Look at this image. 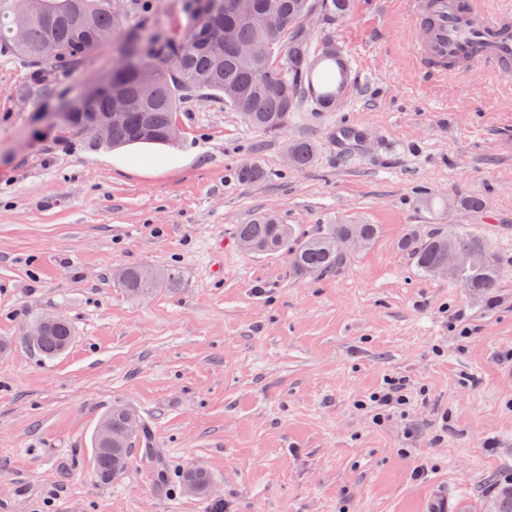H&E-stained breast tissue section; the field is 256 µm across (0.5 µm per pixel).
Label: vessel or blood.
I'll return each instance as SVG.
<instances>
[{
    "label": "vessel or blood",
    "mask_w": 512,
    "mask_h": 512,
    "mask_svg": "<svg viewBox=\"0 0 512 512\" xmlns=\"http://www.w3.org/2000/svg\"><path fill=\"white\" fill-rule=\"evenodd\" d=\"M416 28L427 35L414 50L428 72L462 74L470 67L512 73V6L480 10L476 0H407Z\"/></svg>",
    "instance_id": "obj_1"
}]
</instances>
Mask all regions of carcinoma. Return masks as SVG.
Listing matches in <instances>:
<instances>
[{"instance_id":"cac0c4a2","label":"carcinoma","mask_w":512,"mask_h":512,"mask_svg":"<svg viewBox=\"0 0 512 512\" xmlns=\"http://www.w3.org/2000/svg\"><path fill=\"white\" fill-rule=\"evenodd\" d=\"M233 0H176L177 11L189 21L186 29H174L155 18L164 0H28L27 22L22 41L14 35V0H0V51L23 57L36 77L61 78L76 72L94 52L109 42L120 44L112 66V85L135 96L141 79H152V104L131 108L123 123L108 128L111 148L134 145H166L179 139L174 134L176 112L195 95L224 101L243 123L261 133L283 129L289 113L297 110L307 86L319 89L317 107H332L345 80L343 57L329 37L317 44L305 37L302 18L316 12L331 22L348 18L352 0H254L255 17L236 12ZM112 111V98L105 92L84 100H72L64 108L69 130L89 114ZM294 167L308 165L314 145L293 143ZM245 184L264 182L266 170L257 164L238 171ZM378 234L375 224H354L338 219L321 224L313 234L302 235L291 224L272 214L256 216L240 224L236 239H247L251 252L281 253L293 273L303 276L336 268L347 253L346 238L360 246ZM401 249L427 275L448 263V254H472L476 263L459 272L457 283L488 294L498 286L499 269L482 237L458 229L453 238L445 231L422 234L410 230ZM173 279V272L133 267L121 283L134 298L151 295ZM44 335L33 344L42 356L55 358L74 342L69 322L49 318ZM103 419L109 421L112 442L94 438V465L103 484L118 479L134 450L155 467L159 457L151 448L147 423L124 404H114ZM211 477L201 468L189 467L182 477L185 493L206 497Z\"/></svg>"}]
</instances>
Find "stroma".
Listing matches in <instances>:
<instances>
[{
  "mask_svg": "<svg viewBox=\"0 0 512 512\" xmlns=\"http://www.w3.org/2000/svg\"><path fill=\"white\" fill-rule=\"evenodd\" d=\"M327 35L348 72L331 111L303 97L263 134L197 97L170 147H93L45 121L111 72L114 45L54 82L0 52V512H210L182 491L189 466L226 512H430L441 489L451 512H489L512 486V74L427 78L396 0H353L310 37ZM297 140L315 145L302 169ZM248 163L268 179L240 183ZM468 195L483 212L451 205ZM266 211L380 233L300 279L238 246ZM435 225L486 241L490 295L401 250ZM130 266L176 276L134 300L116 276ZM47 313L76 336L54 360L23 339ZM392 383L405 402L375 419L365 403ZM116 401L146 419L162 473L135 454L98 482L91 438Z\"/></svg>",
  "mask_w": 512,
  "mask_h": 512,
  "instance_id": "stroma-1",
  "label": "stroma"
}]
</instances>
